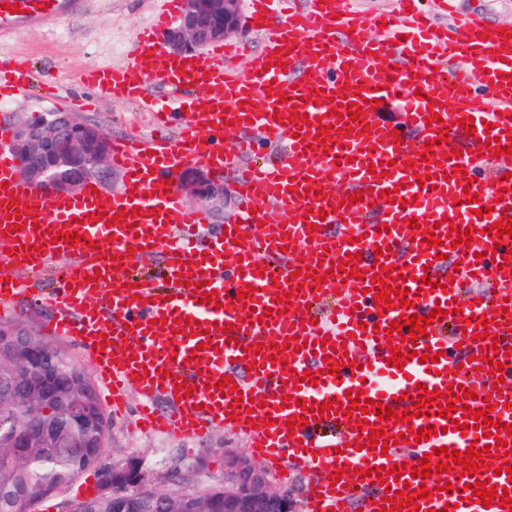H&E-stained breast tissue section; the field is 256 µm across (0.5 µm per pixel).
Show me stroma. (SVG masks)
Instances as JSON below:
<instances>
[{"label":"stroma","instance_id":"stroma-1","mask_svg":"<svg viewBox=\"0 0 512 512\" xmlns=\"http://www.w3.org/2000/svg\"><path fill=\"white\" fill-rule=\"evenodd\" d=\"M160 6L161 0H72L67 19L1 38L0 60H26L35 75L56 78L60 86L54 93L35 87L24 96L0 103V120L10 123L22 113L62 111L97 125L112 140L160 136L149 113L132 102L97 95L81 81L86 70L131 64L137 37L150 26ZM52 282L49 274L34 279L33 295L0 311V322L27 324L43 341L65 350L76 363L87 365L77 346L49 329L57 314L47 301ZM138 406V395L129 392L125 411L111 417L105 455L116 461H140L159 489H177L187 477L200 487L223 485L225 451L248 446L245 438L225 427L197 439L143 432L137 424Z\"/></svg>","mask_w":512,"mask_h":512}]
</instances>
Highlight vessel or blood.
I'll return each instance as SVG.
<instances>
[{"mask_svg": "<svg viewBox=\"0 0 512 512\" xmlns=\"http://www.w3.org/2000/svg\"><path fill=\"white\" fill-rule=\"evenodd\" d=\"M399 0L392 13L367 19L342 12L339 0H309L264 28L263 59L251 66L237 58L235 46H216L209 57L182 65L162 49L160 31L181 12L184 0H162L152 27L140 38L132 65L87 73L85 83L98 93L124 98L152 112L155 122L174 129L172 139L122 140L112 146V161L125 177L119 191L56 195L24 180L8 149L11 129L0 124V307L28 294L26 277L54 272V302L59 314L52 331L77 345L99 382L112 391L113 411L125 405L124 393L141 397L143 428L185 438L201 437L226 426L250 441L251 454L283 467L303 463L308 474L310 512H379L383 498L419 487L430 490L416 512H507L503 498L477 503V481L502 487L508 475L504 450L487 426L454 429L465 410H489L498 424H512V355L505 336L512 328V235L503 236L495 258L486 251V230L512 221V26L491 24L469 14L462 26L439 28L416 7ZM69 0H0V36L61 18ZM377 36H368V29ZM237 66H226V59ZM459 61L463 75L449 77L446 59ZM34 77L25 66L6 77L9 94L28 92ZM165 87V99L148 92ZM402 102L403 121L379 120L375 110L347 118L350 104ZM441 114L426 123L429 112ZM298 122H291L292 113ZM472 119L468 147L457 150L460 122ZM256 132V139L228 141L227 122ZM330 131L318 137L321 123ZM446 135H439L440 125ZM414 131L417 140L395 142V132ZM280 150L269 166H240L258 145ZM432 157H423L424 148ZM216 171L238 167L242 206L226 230H209V214L184 205L174 183L183 164ZM429 176L420 187L418 179ZM470 186H463V178ZM397 190L391 203L387 192ZM35 206L22 215V230L8 217L13 202ZM483 216H476V209ZM124 222H115L116 214ZM416 226H409V219ZM471 231L469 244L454 245L451 227ZM440 241L419 246L423 230ZM66 232L82 242L61 241ZM389 257L376 256V249ZM165 257L164 287L130 272L136 252ZM357 255L354 277L333 271L334 262ZM393 263V288L415 295L411 309L379 312L372 279ZM328 271L322 287L305 286L314 269ZM429 284H422L424 276ZM439 289H432V282ZM489 288L488 296L468 292L471 283ZM255 287L253 299L240 289ZM216 292V302L203 293ZM288 306H281V296ZM442 309L433 317L434 309ZM432 316L427 333L406 342L390 329L400 316ZM485 316L489 334L477 337L474 319ZM299 337L301 350L286 341ZM261 352H251V344ZM281 346L286 365L271 361ZM407 353L401 369L389 364L391 346ZM489 349L504 364L503 375L483 370L479 355ZM434 363L420 362L425 353ZM340 364L339 375L328 372ZM292 366L285 374L284 366ZM316 383L303 382L304 372ZM232 386H224V379ZM472 391L454 404L452 418L423 416L387 427L388 452L369 448L358 419L377 423L376 413L340 414L348 391L401 412L413 407L421 390L449 386ZM242 404H235V395ZM294 406H287V399ZM166 409H159L158 401ZM323 413L296 431L288 421L308 405ZM432 427L434 437L399 442L408 428ZM447 455H438V448ZM483 450L498 475L484 470L459 476L457 469L416 477L421 460L448 463L450 451ZM400 464L401 477L372 470ZM339 481H330V474ZM462 491H455L453 483ZM359 488L372 497L356 498Z\"/></svg>", "mask_w": 512, "mask_h": 512, "instance_id": "b4317fda", "label": "vessel or blood"}]
</instances>
